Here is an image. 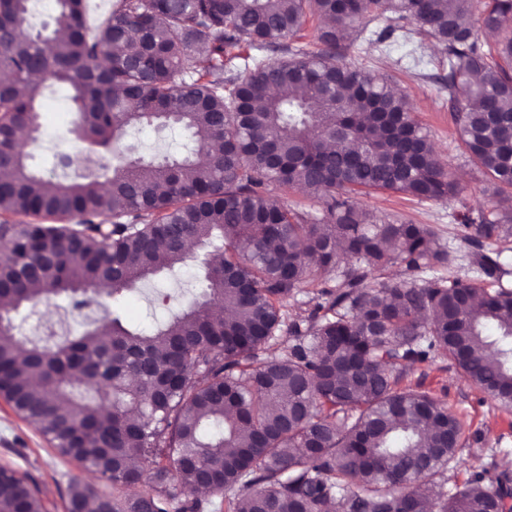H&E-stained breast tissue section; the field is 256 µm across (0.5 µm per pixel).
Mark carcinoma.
Wrapping results in <instances>:
<instances>
[{
    "instance_id": "1",
    "label": "carcinoma",
    "mask_w": 512,
    "mask_h": 512,
    "mask_svg": "<svg viewBox=\"0 0 512 512\" xmlns=\"http://www.w3.org/2000/svg\"><path fill=\"white\" fill-rule=\"evenodd\" d=\"M29 2L0 0V214L77 224L0 222V397L112 484L110 497L70 485L67 512L91 502L94 512L502 505L506 473L476 472L444 491L462 422L404 380L408 366L443 356L511 409L512 290L383 278L393 264L444 268L450 254L429 226L375 220L353 195L449 199L457 185L407 96L342 58L354 47L348 32L386 13L396 22L388 34L442 47L460 139L497 198L496 218L479 216L468 238L480 248L512 224V0H487L478 26L473 0H112L97 34L87 0H54L67 35L44 40L30 32ZM308 14L320 21L314 51L297 44ZM266 46L287 57L234 71L241 49ZM36 73L70 89L82 141L114 150L132 125L172 122L193 130L196 146L127 158L108 188L88 176L48 181L27 163ZM184 73L195 78L176 81ZM271 183L322 194L327 223L273 201ZM338 241L351 263L321 289L316 272L336 264ZM188 242L209 248L206 289L152 331L114 317L53 344L14 333L20 307L101 280L114 295L131 291L193 257ZM45 253L53 265L35 290L31 269ZM306 287L321 302L288 318V300ZM216 304L231 318L214 317ZM284 334V353L264 358ZM202 471L221 502L182 498ZM0 512H42L28 478L6 467Z\"/></svg>"
}]
</instances>
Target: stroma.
Returning <instances> with one entry per match:
<instances>
[{"label": "stroma", "mask_w": 512, "mask_h": 512, "mask_svg": "<svg viewBox=\"0 0 512 512\" xmlns=\"http://www.w3.org/2000/svg\"><path fill=\"white\" fill-rule=\"evenodd\" d=\"M345 61L384 75L391 86L406 90L416 120L458 186L456 197L441 200L369 191L358 195L360 206L382 219L430 225L441 246L456 258L450 276L485 288L497 282L512 289V237L483 244V254L499 256L505 265V275L496 281L476 263L474 248L464 239L469 218L481 212L491 213L496 200L483 171L471 162L458 140L456 112L446 87L448 62L438 46L393 38L381 44L364 41L347 53ZM37 110L41 132L37 143L29 148L33 170L52 181L71 178L86 170L102 181L111 178L112 155L97 146H87L81 164L64 168L56 163L57 154L75 143L79 122L66 86L45 82ZM125 142L135 146L137 155L147 159L184 155L194 146L191 131L180 126L134 127L127 132ZM204 286L203 266L199 261L189 260L122 295L112 297L100 292L104 303L100 314L107 318L117 316L132 328L148 330ZM409 378L422 390L446 400L464 424L459 461L447 472L448 492L462 487L473 472L487 470L494 475L502 472L512 475V409L504 410L466 381L445 357L435 356L415 364ZM0 466L28 477L38 489L43 512H67V490L74 482L92 486L105 496L112 493L110 483L59 456L35 425L21 419L1 399Z\"/></svg>", "instance_id": "stroma-1"}]
</instances>
